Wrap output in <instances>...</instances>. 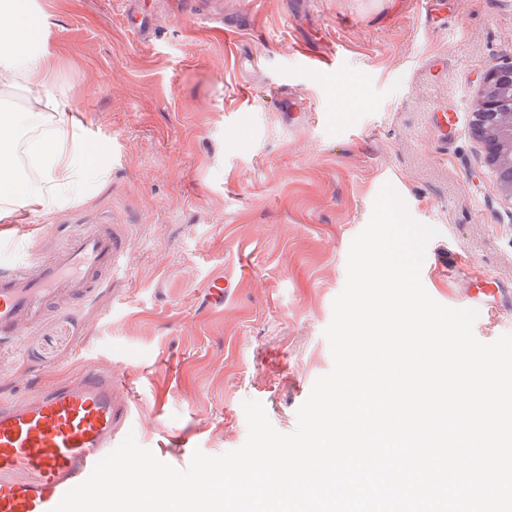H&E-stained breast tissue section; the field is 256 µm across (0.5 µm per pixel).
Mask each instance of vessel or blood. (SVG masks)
I'll return each instance as SVG.
<instances>
[{
    "label": "vessel or blood",
    "instance_id": "obj_1",
    "mask_svg": "<svg viewBox=\"0 0 512 512\" xmlns=\"http://www.w3.org/2000/svg\"><path fill=\"white\" fill-rule=\"evenodd\" d=\"M128 33L156 34L141 0H120ZM128 242L117 225L96 224L55 247L46 260L0 259V336L17 338L48 314L68 311L107 275L127 270ZM121 378L90 369L33 398L0 399V512H52L126 437L125 424L144 416L122 402Z\"/></svg>",
    "mask_w": 512,
    "mask_h": 512
}]
</instances>
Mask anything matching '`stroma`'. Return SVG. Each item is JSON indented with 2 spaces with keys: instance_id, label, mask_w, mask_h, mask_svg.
<instances>
[{
  "instance_id": "35a3bbf8",
  "label": "stroma",
  "mask_w": 512,
  "mask_h": 512,
  "mask_svg": "<svg viewBox=\"0 0 512 512\" xmlns=\"http://www.w3.org/2000/svg\"><path fill=\"white\" fill-rule=\"evenodd\" d=\"M27 2L106 175L62 207L25 212L12 239L42 259L81 225L122 224L130 264L0 346V397L109 367L131 375L124 400L158 405L130 426L142 447L188 432L207 455L235 450L248 400L294 431L333 367L324 330L387 184L438 230L420 273L429 295L463 308L490 291L475 336L512 334V204L470 133L481 73L512 62V0H438L432 17L420 0H224L240 18L232 43L165 0L149 44L126 32L118 0ZM241 54L259 58L249 73ZM332 55L342 68L308 63ZM451 107L446 140L435 124Z\"/></svg>"
}]
</instances>
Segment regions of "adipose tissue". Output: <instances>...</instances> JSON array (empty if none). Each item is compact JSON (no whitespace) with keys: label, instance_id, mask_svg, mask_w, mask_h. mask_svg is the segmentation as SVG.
<instances>
[{"label":"adipose tissue","instance_id":"1","mask_svg":"<svg viewBox=\"0 0 512 512\" xmlns=\"http://www.w3.org/2000/svg\"><path fill=\"white\" fill-rule=\"evenodd\" d=\"M54 74L51 50H33L23 15L0 0V100L22 99L0 114V225L25 208L52 211L102 174Z\"/></svg>","mask_w":512,"mask_h":512}]
</instances>
